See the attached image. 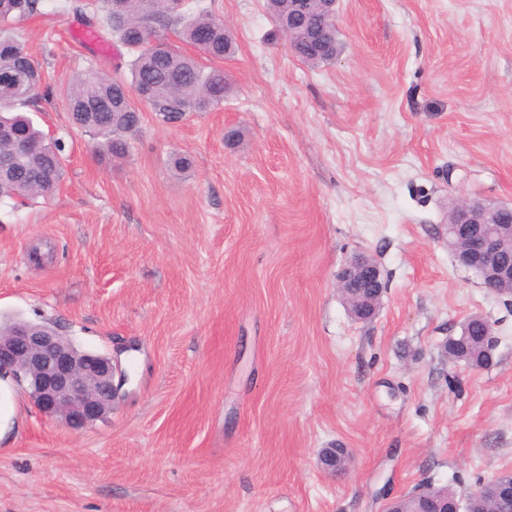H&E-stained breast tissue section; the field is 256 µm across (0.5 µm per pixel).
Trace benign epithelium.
Masks as SVG:
<instances>
[{
    "mask_svg": "<svg viewBox=\"0 0 512 512\" xmlns=\"http://www.w3.org/2000/svg\"><path fill=\"white\" fill-rule=\"evenodd\" d=\"M288 35L299 30L307 15V0H288ZM448 245L457 260L477 271L489 292L499 293L512 282V206L489 204L475 198L455 202L448 225ZM339 292L350 316L359 322L373 320L386 288L378 262L370 256L350 259L338 272ZM483 326L489 346L496 343L494 324L472 316L462 324ZM112 357L82 350L57 326L19 321L0 333V375L23 388L46 416L61 420L79 432L112 411L119 386L113 383ZM352 454L335 445L319 452L320 466L331 475L347 473ZM490 504V512H512V475H498L474 489Z\"/></svg>",
    "mask_w": 512,
    "mask_h": 512,
    "instance_id": "7a95c632",
    "label": "benign epithelium"
}]
</instances>
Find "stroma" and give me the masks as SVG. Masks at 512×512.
I'll use <instances>...</instances> for the list:
<instances>
[{
  "label": "stroma",
  "mask_w": 512,
  "mask_h": 512,
  "mask_svg": "<svg viewBox=\"0 0 512 512\" xmlns=\"http://www.w3.org/2000/svg\"><path fill=\"white\" fill-rule=\"evenodd\" d=\"M196 3L233 54L167 41L230 92L175 123L142 110L117 161L62 85L128 76V50L56 0L19 25L65 173L0 205V320L62 327L129 374L79 433L0 387V512H380L512 473V308L448 248L450 198L512 202V0H339L342 51L315 68L264 0ZM358 254L387 282L369 323L336 291ZM474 314L499 338L485 369L442 352ZM336 444L355 455L341 478L318 464Z\"/></svg>",
  "instance_id": "obj_1"
}]
</instances>
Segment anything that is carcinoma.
Here are the masks:
<instances>
[{"label":"carcinoma","instance_id":"1","mask_svg":"<svg viewBox=\"0 0 512 512\" xmlns=\"http://www.w3.org/2000/svg\"><path fill=\"white\" fill-rule=\"evenodd\" d=\"M44 0H0V67L22 74L13 87L0 90V127L14 141L38 155L34 171L20 168L0 179V202L36 200L51 195L64 175L60 143L46 139L33 121L19 112L42 96L45 75L25 49L14 24L41 12ZM266 10L282 34L288 29V0H265ZM61 8L91 29L103 28L133 54L129 78L110 77L87 67L65 80L64 94L72 124L95 132L99 153L122 158L129 152L128 137L140 124L143 104L164 121L188 112H208L224 103L228 82L224 70L202 71L195 61L160 40L170 29L211 59L222 60L233 51L234 38L224 22L191 3L177 0H66ZM341 51L335 41L330 51L313 52L294 38L293 53L316 67L333 62ZM448 358L471 366L485 365V348L467 337L448 341Z\"/></svg>","mask_w":512,"mask_h":512}]
</instances>
